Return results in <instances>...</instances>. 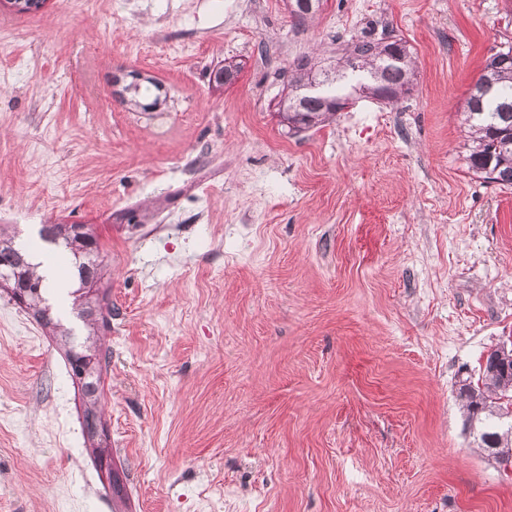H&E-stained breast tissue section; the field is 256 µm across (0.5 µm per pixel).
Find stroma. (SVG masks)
<instances>
[{
    "label": "stroma",
    "mask_w": 512,
    "mask_h": 512,
    "mask_svg": "<svg viewBox=\"0 0 512 512\" xmlns=\"http://www.w3.org/2000/svg\"><path fill=\"white\" fill-rule=\"evenodd\" d=\"M362 35L407 42L411 94L287 134L283 69ZM1 42L0 224L49 277L73 279L54 222L93 225L112 264L126 512H512L457 400L512 340V187L469 171L464 122L512 0H325L303 24L285 0H47ZM82 411L0 290V512H113Z\"/></svg>",
    "instance_id": "35a3bbf8"
}]
</instances>
